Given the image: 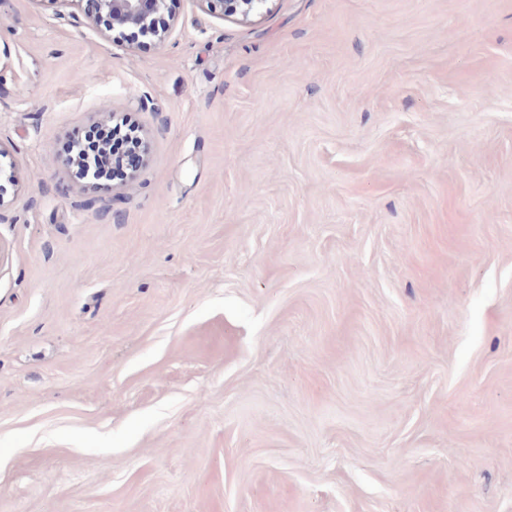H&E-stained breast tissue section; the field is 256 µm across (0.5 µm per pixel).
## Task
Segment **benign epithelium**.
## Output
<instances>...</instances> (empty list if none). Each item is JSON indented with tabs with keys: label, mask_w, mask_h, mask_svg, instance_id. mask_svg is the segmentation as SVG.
<instances>
[{
	"label": "benign epithelium",
	"mask_w": 512,
	"mask_h": 512,
	"mask_svg": "<svg viewBox=\"0 0 512 512\" xmlns=\"http://www.w3.org/2000/svg\"><path fill=\"white\" fill-rule=\"evenodd\" d=\"M176 0H97L99 15L112 23L111 31L120 34L134 29L144 35H151L158 42H165L170 29H156L154 16L162 12H171ZM206 9L220 10L224 16L249 18L258 12L267 0H199Z\"/></svg>",
	"instance_id": "1"
}]
</instances>
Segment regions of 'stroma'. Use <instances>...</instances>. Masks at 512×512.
<instances>
[{
	"label": "stroma",
	"mask_w": 512,
	"mask_h": 512,
	"mask_svg": "<svg viewBox=\"0 0 512 512\" xmlns=\"http://www.w3.org/2000/svg\"><path fill=\"white\" fill-rule=\"evenodd\" d=\"M161 20L0 0V512H512V0ZM112 123L105 125L94 126L85 132L81 136H78L76 142H70L67 148L69 153V161L72 167L76 170L78 177L85 178L86 173L80 165L74 164L72 161L74 146L78 143L88 145L90 149L97 151L95 160L97 161L100 169L101 179L112 181V179L121 180L131 169L129 168L128 159H142L144 147L141 139L133 134V130L127 124L115 125V127L122 128L125 131H129L132 137L126 141L124 145V151H119L122 148V143H112ZM113 155L115 156L113 158Z\"/></svg>",
	"instance_id": "stroma-1"
}]
</instances>
